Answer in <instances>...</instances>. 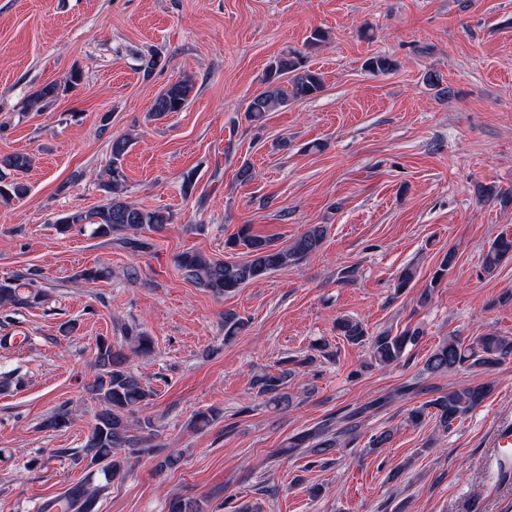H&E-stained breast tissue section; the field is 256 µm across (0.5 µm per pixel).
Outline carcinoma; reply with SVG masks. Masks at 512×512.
<instances>
[{"mask_svg":"<svg viewBox=\"0 0 512 512\" xmlns=\"http://www.w3.org/2000/svg\"><path fill=\"white\" fill-rule=\"evenodd\" d=\"M365 70L374 76L394 71L397 64L388 55H376L364 63ZM264 89L247 103L245 118L249 122L260 123L266 113L285 106L291 100L311 99L323 89L321 74L306 64L304 56L289 51L275 58L267 67L263 78ZM193 92L192 79L179 78L170 83L155 99L152 113L156 117L170 112L182 111L190 102ZM132 146L129 137L112 140L111 157L106 170L107 180L103 187L108 193L106 202L90 210H74L56 220L58 230L67 233L76 226H92L97 237L116 236L133 251L145 252L151 248L150 242L140 237L148 230L159 233L172 223L173 215L163 210H146L126 201L124 188L126 175L123 171L124 157ZM31 159L23 154L8 155L0 159V200L10 201L23 197L28 188L18 181L5 182L6 171H21L30 167ZM327 233L324 224H310L304 232L287 246L276 240L257 234L252 226L243 224L228 238L225 246L244 250L246 259L238 262L216 261L204 253L191 250L177 255L176 264L188 278L216 295L231 294L244 285L273 271L296 265L316 253ZM512 260V235L502 234L489 246L482 259L485 274L492 275L505 261ZM456 263V252L450 248L430 279L425 296L439 285L448 271ZM30 283L16 278L0 282V307L27 308L45 298L40 291H26ZM246 325L243 318L234 312L224 313V337L234 336ZM336 331L350 344L365 345L373 360L381 366L399 362L407 347L414 345L422 336V330L414 327L399 334L383 332L369 335L364 324L356 319L336 320ZM124 339L130 345V353L136 357H147L153 353L151 337L132 328L125 329ZM512 359V336L486 333L472 342L451 336L442 341L426 358L422 371L429 377H440L461 368H491ZM95 365L98 374L92 383V391L101 403L94 414L93 424L84 445L85 454L90 456V464L105 484L125 474L130 458L139 454L156 460L154 470L164 472L173 468L180 456L170 448L154 445L142 447L143 439L133 435V426L142 430H154L150 418L131 422L129 416L147 402L152 390L144 386L126 367V356L113 348L112 343L101 338L97 342ZM293 369H284L279 374L265 372L254 378L253 386L257 396L275 408H288L293 398L285 391L288 377ZM492 382L463 386L450 390L411 410L409 419L419 425L430 417L435 426L448 430L455 421L478 406L493 391ZM392 396L385 395L349 411L343 418V426L334 428L324 423L312 430L289 439L283 448L285 453H293L299 448H307L313 455L330 454L356 433L364 422V416L389 404ZM69 410L52 412L43 422V428L60 430L69 425ZM102 487H91L87 483L77 484L63 495L64 512H97V500ZM168 512H200V504L194 497L176 498L169 502Z\"/></svg>","mask_w":512,"mask_h":512,"instance_id":"obj_1","label":"carcinoma"}]
</instances>
